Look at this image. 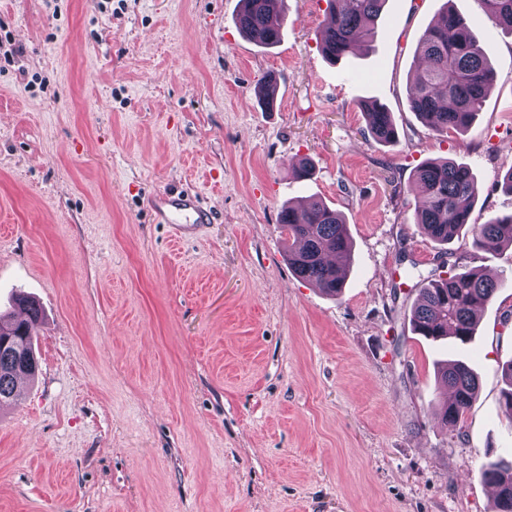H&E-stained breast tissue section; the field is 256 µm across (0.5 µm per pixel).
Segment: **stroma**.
<instances>
[{
    "label": "stroma",
    "mask_w": 512,
    "mask_h": 512,
    "mask_svg": "<svg viewBox=\"0 0 512 512\" xmlns=\"http://www.w3.org/2000/svg\"><path fill=\"white\" fill-rule=\"evenodd\" d=\"M447 2L495 77L472 128L440 136L407 89ZM287 6L260 47L239 0H0V43L21 49L0 57V312L18 294L41 311L37 375L0 411V512H493L482 468L512 460V250L450 243L504 282L463 345L413 331L405 272L439 263L414 222L423 161L473 168L472 223L512 213V33L478 0H387L376 40L333 65L327 0ZM366 99L397 143L367 135ZM163 190L201 194L205 237L155 223ZM312 197L353 240L337 297L286 257L280 210ZM458 358L479 388L451 430L437 364Z\"/></svg>",
    "instance_id": "obj_1"
}]
</instances>
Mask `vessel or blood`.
<instances>
[{
	"label": "vessel or blood",
	"instance_id": "vessel-or-blood-1",
	"mask_svg": "<svg viewBox=\"0 0 512 512\" xmlns=\"http://www.w3.org/2000/svg\"><path fill=\"white\" fill-rule=\"evenodd\" d=\"M148 206L159 223L168 225L177 238H187L202 231L212 219L199 194L157 193Z\"/></svg>",
	"mask_w": 512,
	"mask_h": 512
}]
</instances>
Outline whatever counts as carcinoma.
I'll use <instances>...</instances> for the list:
<instances>
[{"label": "carcinoma", "mask_w": 512, "mask_h": 512, "mask_svg": "<svg viewBox=\"0 0 512 512\" xmlns=\"http://www.w3.org/2000/svg\"><path fill=\"white\" fill-rule=\"evenodd\" d=\"M235 17L238 30L254 44H278L286 13L284 0H241ZM386 0H328V18L320 32L323 55L336 64L378 34ZM485 17L495 26L512 32V0H480ZM475 22L446 8L422 35L417 52L421 65L408 86V102L433 131L440 135L464 133L473 125L494 79ZM367 132L378 143L398 141V130L388 109L376 101H363ZM420 192L415 201L416 224L439 245H447L470 223L478 186L473 169L463 163L432 159L415 171ZM279 223L288 239V264L295 276L336 296L344 288L352 242L345 220L319 199L290 205L281 211ZM474 244L487 250L512 248V214L474 228ZM418 297L411 311L416 334L432 340L455 338L462 342L474 333L479 313L489 305L502 283L475 270H433L420 279ZM27 317L14 319L0 314V408L16 399L17 380L35 376L37 366L23 367L11 352L34 354L33 323L39 308L22 299ZM441 383L454 395L439 409V420L454 428L472 402L478 377L464 360L446 364L439 372ZM481 477L497 488L494 512H512V463L491 462Z\"/></svg>", "instance_id": "cac0c4a2"}]
</instances>
